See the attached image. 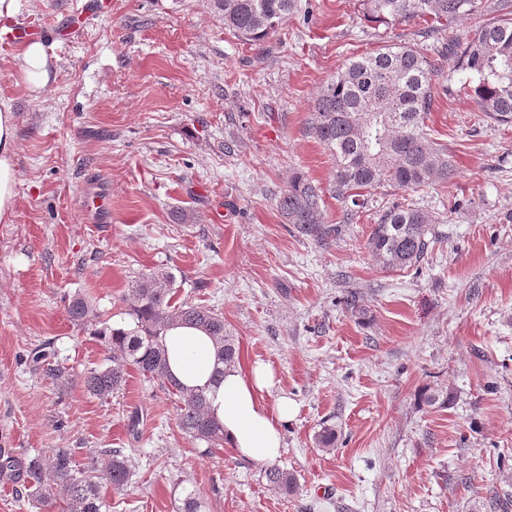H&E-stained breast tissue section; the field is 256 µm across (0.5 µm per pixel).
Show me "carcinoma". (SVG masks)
I'll use <instances>...</instances> for the list:
<instances>
[{
    "label": "carcinoma",
    "mask_w": 512,
    "mask_h": 512,
    "mask_svg": "<svg viewBox=\"0 0 512 512\" xmlns=\"http://www.w3.org/2000/svg\"><path fill=\"white\" fill-rule=\"evenodd\" d=\"M366 16L386 24L431 20L442 27L472 11L474 0H361ZM224 18V29L235 37L260 43L277 32L279 24L297 11V0H213ZM462 48V69L477 78L473 87L478 118L512 126V18L506 15L466 37L450 35L448 50ZM435 60L419 48L389 45L374 54L350 59L325 85L314 101L306 133L336 161L333 193L344 203L346 215L362 208L361 197L380 188L417 189L446 182L455 175L448 148L425 136L424 128L437 97ZM283 223L294 232L326 245L339 225L325 223L321 190L301 172H295L277 201ZM432 218L413 202H398L375 224L368 249L389 271L418 268L433 238ZM175 277L166 270L141 275L130 288L128 315L134 327L101 332L111 365L90 368L80 375L84 391L106 399L127 380L129 370L162 381L179 399L178 420L190 439L209 448L224 444L221 424L208 411L204 391H187L169 373L164 338L175 325L204 330L216 344L220 360L235 362L236 347L224 326V316L207 306L183 302L176 306ZM67 314L77 325L98 318L88 300L72 298ZM47 376L67 385L69 369L47 364ZM18 474L19 497L43 507L62 500V512H106L101 495L106 483L120 492L131 484L128 456L104 448L81 467L69 448H55L33 456L0 455V474ZM269 485L283 493L297 486L296 476L278 466L264 470Z\"/></svg>",
    "instance_id": "obj_1"
}]
</instances>
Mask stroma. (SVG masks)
I'll use <instances>...</instances> for the list:
<instances>
[{
  "label": "stroma",
  "mask_w": 512,
  "mask_h": 512,
  "mask_svg": "<svg viewBox=\"0 0 512 512\" xmlns=\"http://www.w3.org/2000/svg\"><path fill=\"white\" fill-rule=\"evenodd\" d=\"M212 0H19L14 17L45 38L54 83L30 97L16 45H0V104L17 118V205L0 223V451L72 449L87 462L120 448L127 491L112 512H499L512 494V127L477 122L470 74L446 54L501 14L476 0L449 30L380 25L360 0H299L276 34L246 44ZM393 43L436 58L427 122L456 174L411 192L381 188L347 218L335 162L305 132L320 87L353 57ZM324 191L329 244L298 238L277 200L295 171ZM106 193L105 215L86 195ZM409 199L436 218L420 272L383 270L367 249L383 211ZM189 216L177 223L173 212ZM176 277L177 302L214 308L237 364H270L294 404L273 490L264 464L206 449L178 426V398L130 371L106 399L61 386L30 361L48 345L81 372L107 363L98 333L129 328L143 273ZM357 292L366 311L343 303ZM88 298L96 321L67 306ZM451 392L426 406L425 389ZM140 419L131 435V415ZM334 450L318 448L323 427ZM67 314L70 320L77 325L85 324L99 317L90 302L84 297H73L68 303ZM264 473L267 482L275 490L288 494V492L294 491L297 486L296 476L279 466L267 467Z\"/></svg>",
  "instance_id": "1"
}]
</instances>
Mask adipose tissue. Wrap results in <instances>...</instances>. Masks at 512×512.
Returning a JSON list of instances; mask_svg holds the SVG:
<instances>
[{"label": "adipose tissue", "mask_w": 512, "mask_h": 512, "mask_svg": "<svg viewBox=\"0 0 512 512\" xmlns=\"http://www.w3.org/2000/svg\"><path fill=\"white\" fill-rule=\"evenodd\" d=\"M23 84L40 97L55 79V57L45 41L21 43ZM16 116L0 106V222L9 223L16 208ZM168 367L184 387L206 388L211 414L224 428V444L242 458L255 462L276 460L283 450V426L294 412L287 396H275L278 385L270 365L249 368L222 365L214 341L203 330L178 325L165 337Z\"/></svg>", "instance_id": "1"}]
</instances>
